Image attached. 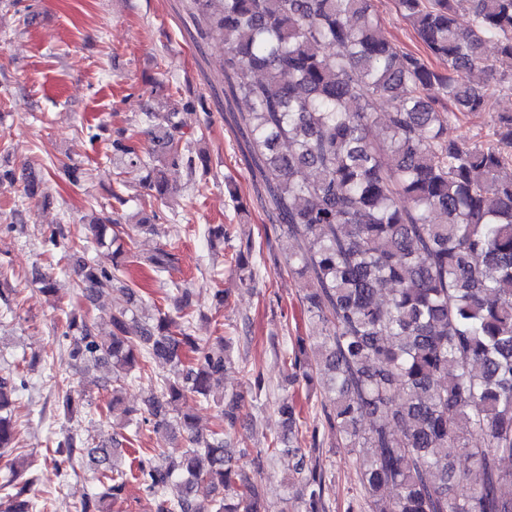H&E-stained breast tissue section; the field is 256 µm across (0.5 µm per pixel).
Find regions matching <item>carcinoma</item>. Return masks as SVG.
Masks as SVG:
<instances>
[{"mask_svg": "<svg viewBox=\"0 0 512 512\" xmlns=\"http://www.w3.org/2000/svg\"><path fill=\"white\" fill-rule=\"evenodd\" d=\"M181 2L200 36L220 33L227 114L281 233L297 243L288 268L307 279L303 306L325 333L312 358L297 339L290 365L295 377L319 376L325 424L351 449L358 512H512V468L503 466L512 460V112L494 113L483 141L448 136L460 115L512 95V0H396L443 71L388 39L373 0ZM478 68L499 78L474 85L468 75ZM379 97L390 105L382 119ZM241 102L247 111H234ZM192 108L147 106L139 119L155 143L147 153L137 131L112 133V153L157 201L170 194L163 171L182 167L191 182L209 172L206 157L183 141ZM174 249L159 247L144 262L181 315L158 308L139 322L144 302L132 290L126 306L108 312L106 340L88 320L67 319L69 356L112 370L110 412L147 362L174 365L145 411L119 409L123 431L110 444L76 432L57 442L59 464L87 449L105 487L80 512H110L106 501L122 498L131 479L156 512H266L257 473L284 453L295 459L296 512H329L330 479L315 449L302 447L294 402L279 401L283 431L268 447L236 453L235 400L221 410L224 428L205 437L180 412L189 396L217 402L229 345L190 333L191 290L167 279ZM81 250L74 241L69 256ZM132 257L117 246L109 269L77 256V287L103 294ZM235 262L241 284L252 287V253L238 251ZM25 386L22 376L0 373V449L15 438L14 403ZM62 402L71 417L83 408L69 388ZM146 425L187 433V446L154 448L117 467L116 448ZM450 448L469 457L478 480L456 471ZM243 458L254 470L239 465ZM199 484L211 488L209 498L196 497ZM34 510L26 484L0 498V512Z\"/></svg>", "mask_w": 512, "mask_h": 512, "instance_id": "carcinoma-1", "label": "carcinoma"}]
</instances>
